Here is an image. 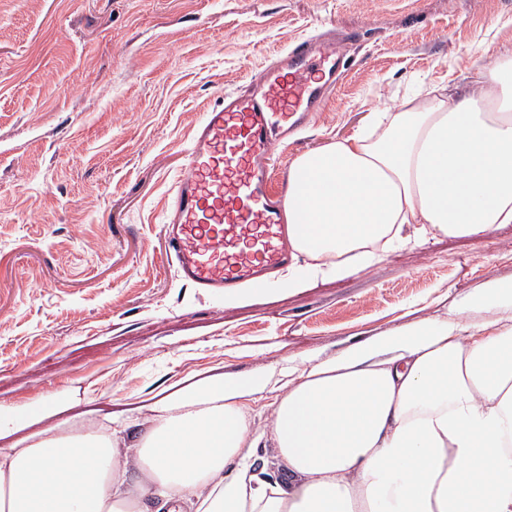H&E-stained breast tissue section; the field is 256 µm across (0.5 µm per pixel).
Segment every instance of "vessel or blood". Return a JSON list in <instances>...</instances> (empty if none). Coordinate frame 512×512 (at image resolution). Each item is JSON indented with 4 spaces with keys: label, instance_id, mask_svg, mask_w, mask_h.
I'll list each match as a JSON object with an SVG mask.
<instances>
[{
    "label": "vessel or blood",
    "instance_id": "vessel-or-blood-1",
    "mask_svg": "<svg viewBox=\"0 0 512 512\" xmlns=\"http://www.w3.org/2000/svg\"><path fill=\"white\" fill-rule=\"evenodd\" d=\"M349 32L291 44L257 72L245 91L206 113L185 151L167 210L166 233L182 278L212 293L249 281L265 287L268 270L291 257L268 154L276 136L321 111L344 64ZM325 79H317V72Z\"/></svg>",
    "mask_w": 512,
    "mask_h": 512
}]
</instances>
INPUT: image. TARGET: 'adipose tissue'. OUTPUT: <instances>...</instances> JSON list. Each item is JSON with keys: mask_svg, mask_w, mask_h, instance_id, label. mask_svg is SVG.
Listing matches in <instances>:
<instances>
[{"mask_svg": "<svg viewBox=\"0 0 512 512\" xmlns=\"http://www.w3.org/2000/svg\"><path fill=\"white\" fill-rule=\"evenodd\" d=\"M309 274L407 235L512 224V66L434 84L299 154L283 203ZM263 376L189 385L146 417L0 448V512H512V317L398 330L294 370L255 430ZM272 448L284 475L253 461Z\"/></svg>", "mask_w": 512, "mask_h": 512, "instance_id": "obj_1", "label": "adipose tissue"}]
</instances>
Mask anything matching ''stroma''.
<instances>
[{
  "instance_id": "obj_1",
  "label": "stroma",
  "mask_w": 512,
  "mask_h": 512,
  "mask_svg": "<svg viewBox=\"0 0 512 512\" xmlns=\"http://www.w3.org/2000/svg\"><path fill=\"white\" fill-rule=\"evenodd\" d=\"M356 33L321 112L269 156L348 136L390 98L512 54V0H0V405L53 394L0 448L122 421L198 381L288 371L426 322L512 313V224L236 302L181 277L170 191L206 112L290 42Z\"/></svg>"
}]
</instances>
